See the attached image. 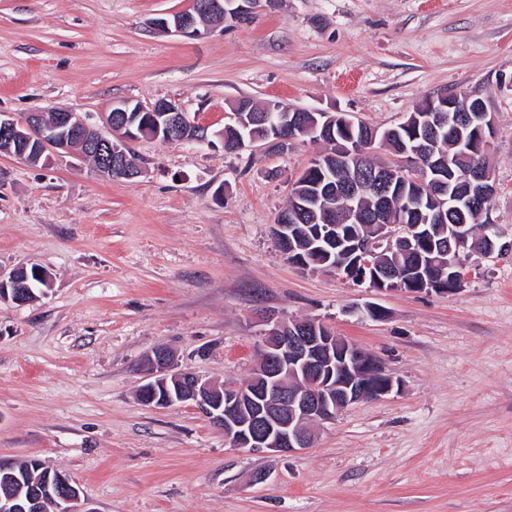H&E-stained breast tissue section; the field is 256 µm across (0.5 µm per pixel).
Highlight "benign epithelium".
I'll return each mask as SVG.
<instances>
[{"instance_id":"benign-epithelium-1","label":"benign epithelium","mask_w":512,"mask_h":512,"mask_svg":"<svg viewBox=\"0 0 512 512\" xmlns=\"http://www.w3.org/2000/svg\"><path fill=\"white\" fill-rule=\"evenodd\" d=\"M257 0H195L193 11L175 13L168 18L151 22L153 29L164 34L183 37L202 35L194 13L204 11L234 24L252 18ZM423 112L431 113L424 132L417 135V144L405 146L399 156L410 166L385 163L373 173L381 198L389 199L397 179L405 176L420 184L443 186L445 176L451 173L450 160H428L427 165L417 166L421 156H432V132L443 127L453 129L464 122L483 130L494 125V115L489 110L486 97L475 91H450L440 93L423 105ZM252 113L256 122L265 115L254 112L252 102L239 98L224 113L228 119L225 127L245 123L243 114ZM52 124L45 123L44 111L26 115L25 120L0 113V154L23 159L31 153L43 162L53 154H67L79 160L94 157L97 169L108 177L135 179L142 174V167L128 155L130 144L147 132L158 137L165 134L168 140H181L189 126L201 124L188 117L172 100H160L150 106L131 100H114L103 113L102 127L89 124L78 113L69 109H52ZM318 125L303 127L294 109H286L283 121L274 138H250V143L260 144L267 152H279L306 131L317 134ZM332 178L341 180L353 193L361 179L359 169L350 166L332 172ZM473 196L461 199L451 196L454 208L474 206V201L489 202L493 192L487 186L490 177H475ZM377 224L376 239L356 238L347 247V253L356 256L360 267L356 281L363 284L372 279V287L384 289L386 285L398 286L395 274L382 271L376 264V249L412 250V237L417 230L408 226L400 236L391 231L395 224L405 223L400 215H385L380 209L372 217ZM455 245L471 244L468 256L489 258L491 252L479 249L478 240L471 239L467 225L455 226L452 233ZM44 285L50 284V275L42 267L20 266L9 271L0 269V300L18 305L28 303L31 289L29 276ZM413 291L419 293L450 294L455 288L442 287V281L432 277L418 278ZM263 326L257 344V360L250 378L243 384H217L202 375L178 368L175 354L159 346L148 353L142 362L144 383L138 389L140 400L152 407H189L207 417L224 433V439L234 448H247L274 455L299 452L313 445L311 428L331 423L347 407L368 400L381 398L400 387V381L389 373L383 363L363 351L343 336L336 335L330 327L314 319L286 321L273 313H261ZM45 472V491L58 495L61 503L76 504L79 489L68 477L36 460Z\"/></svg>"}]
</instances>
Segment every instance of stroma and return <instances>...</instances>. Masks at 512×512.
Returning <instances> with one entry per match:
<instances>
[{
	"instance_id": "stroma-1",
	"label": "stroma",
	"mask_w": 512,
	"mask_h": 512,
	"mask_svg": "<svg viewBox=\"0 0 512 512\" xmlns=\"http://www.w3.org/2000/svg\"><path fill=\"white\" fill-rule=\"evenodd\" d=\"M191 6L0 0V112L97 125L114 99H166L218 131L249 97L385 129L426 96L478 91L496 114L490 218L512 242V0H279L195 39L151 28ZM133 149V181L0 155V269L51 275L45 296L0 301V459L62 472L81 512H512V251L472 263L452 294L371 292L289 263L272 234L321 144ZM369 303L383 318L361 315ZM263 311L325 323L400 389L286 456L138 400L160 345L214 382L245 381Z\"/></svg>"
}]
</instances>
